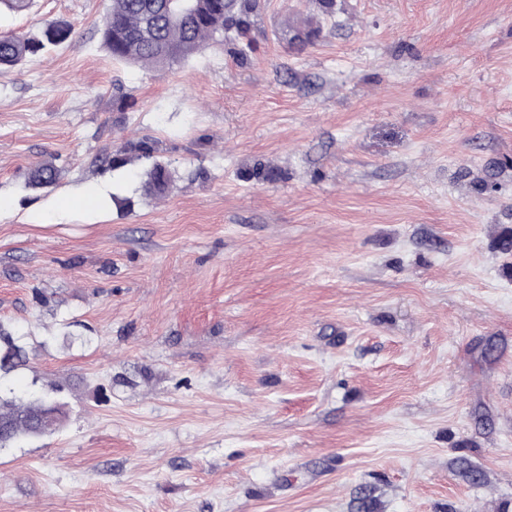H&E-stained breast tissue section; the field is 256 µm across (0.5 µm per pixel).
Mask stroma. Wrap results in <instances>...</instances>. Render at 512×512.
<instances>
[{
    "mask_svg": "<svg viewBox=\"0 0 512 512\" xmlns=\"http://www.w3.org/2000/svg\"><path fill=\"white\" fill-rule=\"evenodd\" d=\"M332 3L165 72L0 13L73 27L0 71L8 384L64 411L0 512H512V0Z\"/></svg>",
    "mask_w": 512,
    "mask_h": 512,
    "instance_id": "stroma-1",
    "label": "stroma"
}]
</instances>
